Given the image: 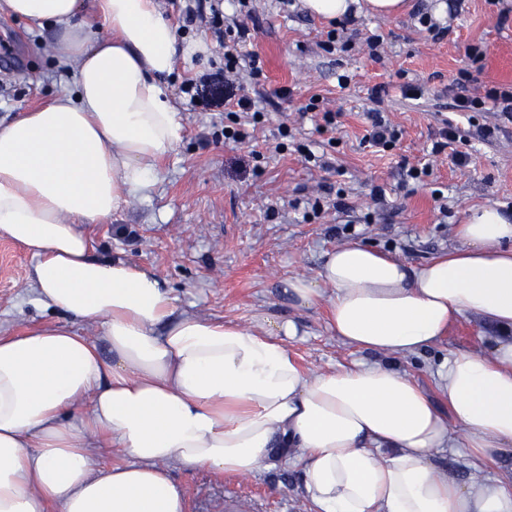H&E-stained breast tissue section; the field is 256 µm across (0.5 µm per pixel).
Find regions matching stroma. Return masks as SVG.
I'll return each mask as SVG.
<instances>
[{"label": "stroma", "instance_id": "35a3bbf8", "mask_svg": "<svg viewBox=\"0 0 512 512\" xmlns=\"http://www.w3.org/2000/svg\"><path fill=\"white\" fill-rule=\"evenodd\" d=\"M411 2L412 9L399 17L348 23L343 36L349 48L336 44L327 51L322 42L330 22L309 16L301 0H250L244 11L236 0H222L229 22L249 30L241 53H258L264 61L256 98L263 116L251 137L238 144L224 141L233 113L190 106L181 92L186 80L220 65L222 47L206 24L179 30L180 39L204 40L211 51L205 60H179L168 79L182 140L161 163L145 197L130 200L94 227L96 256L148 269L172 291L180 310L202 319L245 327L265 316L294 320L298 334L288 348L307 371L383 361V354L355 350L336 337L328 304L313 310L291 307L285 281L314 275L327 252L355 241L420 265L457 247L454 226L472 206L492 204L512 218V123L500 124L490 112L460 121L455 148L468 154L467 166H455L444 153L426 156L442 119L453 113L460 70H471L478 87L512 84V0H460L450 10L444 0ZM424 12L449 27L447 38L431 39L419 23ZM372 35L382 38L377 61L366 46ZM472 47L484 54L480 66L469 57ZM341 74L348 75L347 86L338 85ZM403 79L420 87V99L401 96ZM380 84L390 88L383 107L402 132L389 154L360 144L371 106L368 93ZM72 87L60 74L47 36L28 31L25 21L0 17L1 123ZM280 88L289 89L288 98L276 97ZM314 96L338 112L335 133L320 131L314 113L305 111ZM492 125L498 128L495 137L480 138L479 129ZM283 127L289 130L284 150L271 153ZM308 150L326 153L327 168L307 163ZM425 159L430 174L408 179L407 165ZM377 185L386 190L384 201L372 196ZM314 200L321 211L306 215ZM32 264L21 246L0 237V336L66 321L31 303ZM498 335L492 325L469 316L429 350L394 364L429 389L430 365L437 357L454 350L489 352ZM439 466L463 479L511 474L512 447L502 449L492 465L454 448ZM169 471L184 491L186 512H225L231 496L238 497L240 512H312L295 472L282 463L241 477L177 464Z\"/></svg>", "mask_w": 512, "mask_h": 512}]
</instances>
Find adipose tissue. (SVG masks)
Wrapping results in <instances>:
<instances>
[{"instance_id":"ef3b65f1","label":"adipose tissue","mask_w":512,"mask_h":512,"mask_svg":"<svg viewBox=\"0 0 512 512\" xmlns=\"http://www.w3.org/2000/svg\"><path fill=\"white\" fill-rule=\"evenodd\" d=\"M409 0H303L328 20L392 18ZM52 31L75 91L0 125V235L34 259L32 300L69 318L0 336V512H185L164 464L243 476L290 461L316 512H512V475L449 478L463 445L494 463L512 446V218L464 211L458 247L413 267L361 243L288 279L295 306L329 305L347 345L404 357L463 317L505 328L491 353L451 351L433 390L356 361L310 373L294 321L260 329L179 311L138 265L94 255L85 227L144 194L182 137L168 77L181 43L155 0H0ZM94 321L98 340L76 326ZM116 446L126 462L99 465Z\"/></svg>"}]
</instances>
